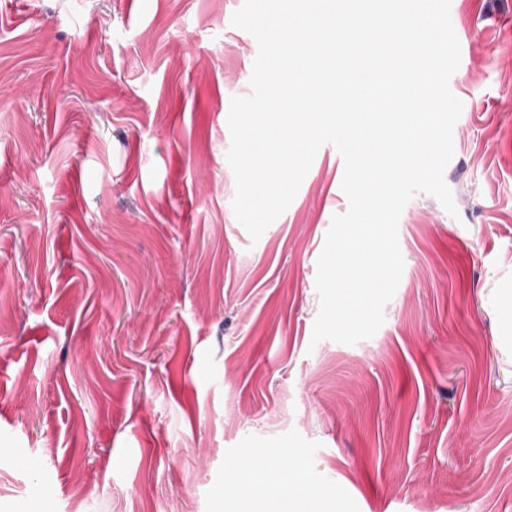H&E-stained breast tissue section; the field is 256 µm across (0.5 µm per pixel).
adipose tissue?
I'll return each instance as SVG.
<instances>
[{"label": "adipose tissue", "mask_w": 512, "mask_h": 512, "mask_svg": "<svg viewBox=\"0 0 512 512\" xmlns=\"http://www.w3.org/2000/svg\"><path fill=\"white\" fill-rule=\"evenodd\" d=\"M234 481L245 483V498L226 502L225 512H288V486L280 472L269 467L244 466L235 471Z\"/></svg>", "instance_id": "obj_1"}]
</instances>
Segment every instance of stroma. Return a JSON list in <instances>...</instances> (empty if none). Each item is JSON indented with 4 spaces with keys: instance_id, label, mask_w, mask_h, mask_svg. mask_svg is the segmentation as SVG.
<instances>
[{
    "instance_id": "obj_1",
    "label": "stroma",
    "mask_w": 512,
    "mask_h": 512,
    "mask_svg": "<svg viewBox=\"0 0 512 512\" xmlns=\"http://www.w3.org/2000/svg\"><path fill=\"white\" fill-rule=\"evenodd\" d=\"M242 0H0V512H219L261 459L317 512H512V0H451L463 107L384 323L312 343L345 213L322 146L237 220Z\"/></svg>"
}]
</instances>
